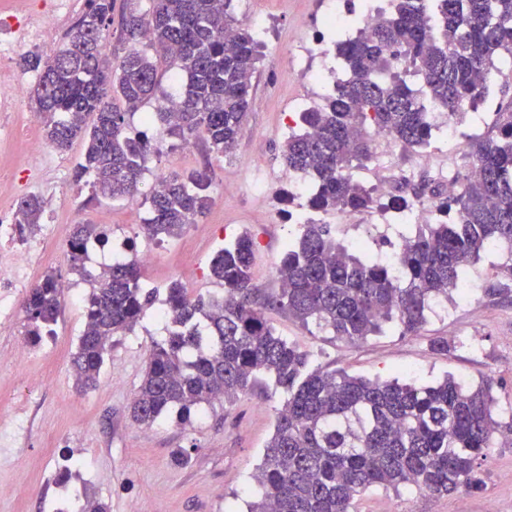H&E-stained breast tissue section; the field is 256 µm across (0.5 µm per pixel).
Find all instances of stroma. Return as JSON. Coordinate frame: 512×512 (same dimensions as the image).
<instances>
[{"mask_svg":"<svg viewBox=\"0 0 512 512\" xmlns=\"http://www.w3.org/2000/svg\"><path fill=\"white\" fill-rule=\"evenodd\" d=\"M329 0H233L235 17L256 30L264 59L252 79L247 121L231 156L196 143L184 153L165 135L162 126L150 129L152 153L148 174L208 168L213 202L178 239L151 244L141 226L148 216L142 199L87 204L88 190L72 181V170L83 145L54 151L44 176L28 182L24 165L26 134L44 133L47 117L35 110L33 88L18 94L14 140L0 149L6 174L44 201L42 227L34 238L44 243L40 259L29 267L30 281L48 270L68 283L72 296L54 327L55 334L38 346L25 340L22 297L12 300L17 315L0 321V432L10 430L15 409H24L27 423L11 447H0V512H53L58 499L81 512L88 501L100 500L109 512H247L255 499L252 475L273 430L275 407L282 394L265 386L240 396L234 403L204 407L191 423L175 417L150 426L134 423L129 407L135 396L153 343L167 336V326L146 313L132 331L115 336L112 354L95 388L76 385L72 356L85 323L88 285L71 271L67 241L73 225L96 224L101 214L111 218L113 236L127 238L135 249L154 248L155 264L141 274L148 287L165 288L180 281L190 297L220 293L209 275V263L224 242L241 232L257 241L251 268L260 295L278 293V259L288 242L287 214L307 209L306 197L289 198L293 177L281 149L299 112L323 105L325 95L310 85L305 72L289 53L298 21L323 28ZM237 171L232 190L224 188V170ZM267 177L263 193L251 184L253 169ZM319 220L333 224L344 243H364L369 253L385 254L388 243L406 232L403 224L383 223V213L370 209L336 216L322 212ZM503 257L482 255L469 267L473 289L436 304L419 335L398 330L350 344L311 331L287 310L264 311L276 333L309 353L314 365L343 370L368 379L394 378L417 384L451 375L469 385L486 378L497 383L502 419L512 418V272ZM444 340L447 350L435 351ZM190 453L187 464L174 461V449ZM80 466V479L60 484L68 464ZM478 487L448 496L419 491L401 494L372 488L356 500L354 512H512V445H500L478 470Z\"/></svg>","mask_w":512,"mask_h":512,"instance_id":"obj_1","label":"stroma"}]
</instances>
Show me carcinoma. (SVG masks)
<instances>
[{
	"instance_id": "carcinoma-1",
	"label": "carcinoma",
	"mask_w": 512,
	"mask_h": 512,
	"mask_svg": "<svg viewBox=\"0 0 512 512\" xmlns=\"http://www.w3.org/2000/svg\"><path fill=\"white\" fill-rule=\"evenodd\" d=\"M124 0L120 48H112L115 0H85L63 43L48 56L20 59L36 74V111L50 116L46 138L57 150L84 142L73 178L89 188L86 203L134 199L150 159L145 134L131 135L128 116L161 92L159 64L182 80L176 113L153 112L167 134L202 139L233 153L249 108L262 43L230 11L232 0H149L142 13ZM392 14L371 37L336 47L344 78L325 105L299 114V130L282 149L288 170L307 174L316 211L370 208L371 190L350 174L372 157L382 133L412 148L430 145L436 129L422 99L399 72L411 63L427 99L453 116L485 95L498 63L512 58V0H391ZM475 175L457 173L462 189L440 204L444 219L418 224L391 261L340 242L329 224H304L277 273L284 288L259 298L252 285L255 242L244 232L212 257L210 275L224 293L190 298L176 281L162 300L171 328L148 355L131 407L133 421L182 422L216 401L233 403L261 379L286 394L275 410L254 480L259 499L247 512H353L374 487L449 495L478 485L477 468L512 420L494 417L495 382L476 386L448 375L433 385L370 380L313 367L307 353L279 336L263 314L279 306L305 326L349 343L389 325L416 336L439 299L464 295L466 269L493 246L512 261V109L499 112L497 134L469 144ZM206 170L173 172L149 203L145 237H180L209 210ZM44 201L23 197L14 212L19 233L40 224ZM98 224H75L68 240L71 269L91 283L85 324L73 357L77 384L97 385L112 338L132 330L159 290L140 282L134 259L112 265L101 280L85 266L86 242L104 241ZM65 292L53 272L26 296L25 335L37 346L54 334Z\"/></svg>"
}]
</instances>
